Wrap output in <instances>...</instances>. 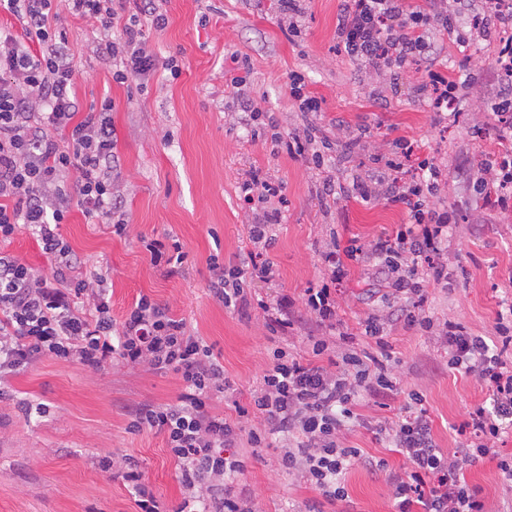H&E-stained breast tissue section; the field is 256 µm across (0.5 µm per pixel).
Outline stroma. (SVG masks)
Returning <instances> with one entry per match:
<instances>
[{"label":"stroma","instance_id":"stroma-1","mask_svg":"<svg viewBox=\"0 0 512 512\" xmlns=\"http://www.w3.org/2000/svg\"><path fill=\"white\" fill-rule=\"evenodd\" d=\"M339 0H303L302 35L288 41L278 24L277 0H163L168 24L146 29L145 37L160 61L175 60L179 76L158 70L143 89L112 78L114 67L101 57L100 32L89 19L60 10L57 26L74 54L76 93L84 105L110 98L115 109L119 190L125 200L126 236L105 224L90 223L73 210L62 236L83 270L107 269L112 316L122 319L139 295L169 305L185 318L191 334L203 337L224 362L233 384L217 411L231 422L251 427L240 416L277 347L309 352L303 331L271 337L256 311L224 308L209 291L208 259L219 256L235 265L250 244L251 214L238 186L251 169L268 172L283 185L288 207L275 228L268 252L278 275L255 282L253 292L275 298H301L322 276L319 252L330 237L340 243L394 234L406 216L400 207L340 197L323 202V176L347 184L372 166L375 154L390 150L392 139L417 141L421 157L447 166L442 197L458 210L448 233V268L456 285L428 288L426 311L433 317L462 321L476 336L492 338L502 299L512 297V216L483 207L472 195L466 173L498 149L497 118L488 99L493 88L512 89V78L487 86L485 74L496 54L494 41L460 44L441 35V62L462 75V109L445 125L416 94L409 79L377 75L369 66L336 51ZM245 83L240 93L227 90L231 72ZM301 73L307 89L321 101L320 123L334 148L324 172L290 157L269 141L252 139L235 121L240 97L253 99L278 124L279 131L299 126L289 95L290 73ZM176 236L187 259L178 274L153 267L140 237ZM374 282L351 265L337 298V316L361 347H378L363 336L360 323L374 306ZM396 363V391L388 399L360 390L353 418L340 435L343 446L361 458L344 473L346 500L331 503L294 475L273 465L276 448L243 446L241 474L230 479L233 491H247L255 512H389L392 477L403 460L381 435L380 425L401 419L410 393L423 399L436 445L460 451L457 431L472 406L489 398L476 375L452 368L446 344L413 329H394L387 338ZM182 381L175 373L149 374L106 365L97 370L45 358L0 379V512H132L122 480H106L99 456L119 453L137 458L146 479L169 512L182 500L178 469L163 435L128 432L129 408L173 404ZM43 404L45 416H30L27 404ZM386 460L380 470L369 460ZM466 479L481 486L488 512H512V481L497 459L484 457L468 466Z\"/></svg>","mask_w":512,"mask_h":512}]
</instances>
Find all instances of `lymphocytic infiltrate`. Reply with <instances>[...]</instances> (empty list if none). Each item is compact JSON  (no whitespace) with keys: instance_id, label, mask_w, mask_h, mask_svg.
Listing matches in <instances>:
<instances>
[{"instance_id":"f902f5d3","label":"lymphocytic infiltrate","mask_w":512,"mask_h":512,"mask_svg":"<svg viewBox=\"0 0 512 512\" xmlns=\"http://www.w3.org/2000/svg\"><path fill=\"white\" fill-rule=\"evenodd\" d=\"M465 0H341L336 17V46L347 57L391 76L414 75L415 89L429 100L435 114L457 111L458 74L445 67L412 66L440 55L435 36L455 32L460 43L488 40L512 28V0H484L482 10L468 12ZM95 20L101 33L100 54L111 60L119 83L152 79L158 61L143 36V24L161 30L167 18L158 0H139V19L125 16V0H0V12L14 16L19 31H0V241L27 229L54 262L53 272L36 273L22 260L0 253V376L25 370L40 359L77 363L97 370L115 363L132 370L180 375L177 404H140L128 411L134 433L155 431L179 470L184 497L177 512H254L251 501L235 494L228 479L245 465L237 451L240 440L266 448L273 435L283 444L275 465L303 479L330 502L348 496L342 474L360 457L341 446V429L353 415L355 397L367 389L385 399L392 395L389 352L374 356L356 349L336 313V293L348 277L347 261L373 270L384 300L398 299L399 309L371 313L364 334L376 342L396 324L439 337L448 344L454 366L476 373L490 390V402L468 413L463 424L470 449L447 455L435 447L431 427L411 394L413 412L385 426L387 439L404 456L407 469L393 483V512H486L480 486L468 484L464 471L476 458L491 455L501 433L512 429V302L497 316L495 342L472 335L455 319L437 322L426 313L425 286L448 287L453 274L444 257L448 230L456 209L431 205L446 173L442 165L414 161V145L397 139L396 152L378 154L365 176L352 180V194L363 201L405 205L409 226L393 235L340 246L330 239L321 253L323 276L306 289L303 300L280 295L269 300L252 294L257 281L274 277L267 251L272 230L280 224L288 201L282 184L262 169H253L239 186L252 211L248 237L253 248L242 264L224 266L209 260L210 291L227 307L257 310L266 329L285 336L307 329L311 358L275 349L253 391L252 411L260 428L242 431L213 407L233 385L211 346L189 333L185 319L169 306L143 295L122 320L112 316L107 277L83 274L59 228L78 209L92 220L124 235V199L112 175L117 139L112 102L82 109L76 93L72 53L65 32L52 21L60 6ZM289 93L301 114L300 127L277 137L291 157H302L324 170L329 139L313 118L319 99L305 90L300 73L289 76ZM498 118L496 138L502 149L470 174L475 191L491 193L501 214L512 213V94L491 95ZM340 339L333 367L316 359ZM107 479L122 480L134 512H163V505L129 454L100 457Z\"/></svg>"}]
</instances>
